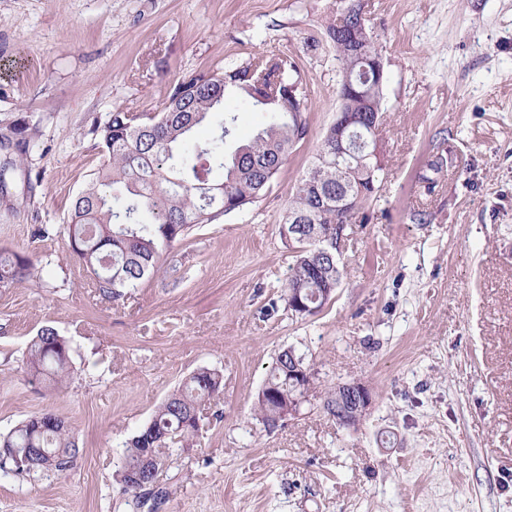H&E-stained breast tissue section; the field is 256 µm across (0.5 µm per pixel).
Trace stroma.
Here are the masks:
<instances>
[{
  "instance_id": "1",
  "label": "stroma",
  "mask_w": 512,
  "mask_h": 512,
  "mask_svg": "<svg viewBox=\"0 0 512 512\" xmlns=\"http://www.w3.org/2000/svg\"><path fill=\"white\" fill-rule=\"evenodd\" d=\"M336 6L0 0V251L40 270L0 286V434L50 410L79 446L63 473L0 472V512H512V0H367L387 74L382 190L346 227L332 300L302 319L281 226L336 117ZM278 53L303 77L308 134L253 204L194 226L117 300L66 236L36 237L68 224L99 167L94 121L159 112L185 77ZM44 326L71 347L61 389L23 361ZM288 347L313 384L268 428L254 407ZM203 367L224 373L211 417L125 494L126 441ZM353 381L374 403L349 428L323 400Z\"/></svg>"
}]
</instances>
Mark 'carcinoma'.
Here are the masks:
<instances>
[{"instance_id": "obj_1", "label": "carcinoma", "mask_w": 512, "mask_h": 512, "mask_svg": "<svg viewBox=\"0 0 512 512\" xmlns=\"http://www.w3.org/2000/svg\"><path fill=\"white\" fill-rule=\"evenodd\" d=\"M356 23L336 7V20L327 29L331 40L351 36ZM340 82L338 106L344 105L346 83L375 86L373 74L362 71L359 57L336 55ZM295 59L285 53L262 56L246 66L228 65L221 71L191 76L178 82L163 111L137 113L117 109L102 122H94L103 162L92 173L73 203L71 222L66 227L69 248L100 291L120 298L138 288L158 271L173 245L184 239L193 226L210 224L226 215L229 202L240 211L265 192L276 178L293 146L308 134L304 113L307 106L288 102L285 85L301 83ZM239 96L250 107L268 112L266 124L254 137L232 149L236 117L224 111V100ZM224 113L220 132L208 141L192 140L193 130L208 122L211 114ZM336 127L327 129L307 175L297 184L289 204L285 225L295 216H311L314 234L297 241L298 251L286 292L299 291L309 305L322 298L323 290L337 288L342 271L336 255L317 256L325 238L333 236L338 224H352L362 203L376 197L383 177L373 159L352 148L338 158L331 150ZM369 170V183L359 204L348 212L336 209V193L348 186V171ZM32 260L17 253L0 251V284L32 277ZM51 327L38 331L27 347L26 367L31 375L58 385L71 373L70 345L58 343ZM266 384L277 391L296 394L298 389L275 361ZM224 388L223 373L200 368L193 372L156 408L148 426L126 442L123 464L139 460L143 449L153 448L159 462L152 479L165 465L160 448L167 439L193 440L199 433L197 419L211 398ZM277 405L273 399L257 400L255 416L271 427L270 416ZM49 426L38 415L31 416L5 435L1 448H32L29 462L17 466L0 461V471L33 476L45 472H65L78 451L77 439L69 423L53 415Z\"/></svg>"}]
</instances>
